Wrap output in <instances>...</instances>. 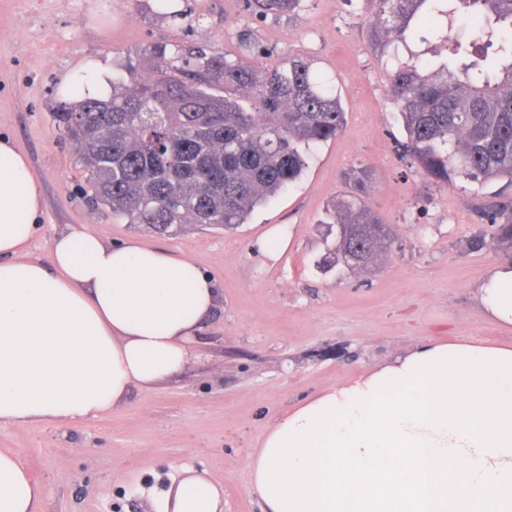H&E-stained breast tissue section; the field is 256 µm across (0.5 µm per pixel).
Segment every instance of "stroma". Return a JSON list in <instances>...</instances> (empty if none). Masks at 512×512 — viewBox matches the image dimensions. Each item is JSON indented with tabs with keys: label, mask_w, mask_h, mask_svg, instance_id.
Wrapping results in <instances>:
<instances>
[{
	"label": "stroma",
	"mask_w": 512,
	"mask_h": 512,
	"mask_svg": "<svg viewBox=\"0 0 512 512\" xmlns=\"http://www.w3.org/2000/svg\"><path fill=\"white\" fill-rule=\"evenodd\" d=\"M172 24L155 0H0V135L25 154L42 213L28 249L49 260L51 242L77 228L117 244L130 239L184 254L220 288L197 333L198 359L118 407L73 425H0V448L20 453L42 485L41 512H161L184 471L224 489V512H261L248 490V454L299 401L357 377L426 339L512 345L469 298L489 267L512 261L492 242L480 205L512 201V185L429 180L401 159L405 133L386 97L389 67L370 43L365 0H313L282 17L249 15L246 0H179ZM269 67L291 50L333 79L346 130L320 146L306 173L232 230L192 226L163 236L90 202L78 144L58 129L61 77L87 58L125 60L150 75L154 46L213 47ZM373 170L369 202L394 243L363 269L328 266L334 238L321 218L349 191L354 167ZM278 249H262L271 232Z\"/></svg>",
	"instance_id": "35a3bbf8"
}]
</instances>
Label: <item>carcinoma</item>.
<instances>
[{
    "label": "carcinoma",
    "instance_id": "cac0c4a2",
    "mask_svg": "<svg viewBox=\"0 0 512 512\" xmlns=\"http://www.w3.org/2000/svg\"><path fill=\"white\" fill-rule=\"evenodd\" d=\"M177 24L186 11L157 0ZM372 39L381 53L433 38L453 62L391 58L387 99L406 133L401 158L437 183L512 182V0H370ZM264 15L291 14L305 0H252ZM465 19L471 41L448 35ZM154 75L129 60L106 101L84 99L53 114L76 140L95 202L129 224L174 235L190 226L231 227L298 181L318 145L337 138L345 112L331 80L314 61L291 52L259 71L245 55L184 53L156 46ZM326 211L336 225L334 263L349 271L386 249L390 229L369 203L371 170ZM481 214L512 240V202Z\"/></svg>",
    "mask_w": 512,
    "mask_h": 512
}]
</instances>
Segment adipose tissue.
I'll return each mask as SVG.
<instances>
[{"label":"adipose tissue","instance_id":"1","mask_svg":"<svg viewBox=\"0 0 512 512\" xmlns=\"http://www.w3.org/2000/svg\"><path fill=\"white\" fill-rule=\"evenodd\" d=\"M111 68L98 58L65 75L63 99L109 98ZM43 198L29 162L0 138V423L77 424L118 407L132 389H148L196 360L195 333L217 308L216 281L192 259L136 240L108 244L66 231L50 262L27 247ZM475 304L512 329V263L492 265L471 289ZM445 342L422 341L388 366L327 389L345 404L384 368ZM44 490L19 452L0 448V512H39ZM163 512H224L221 489L191 472L168 490Z\"/></svg>","mask_w":512,"mask_h":512}]
</instances>
